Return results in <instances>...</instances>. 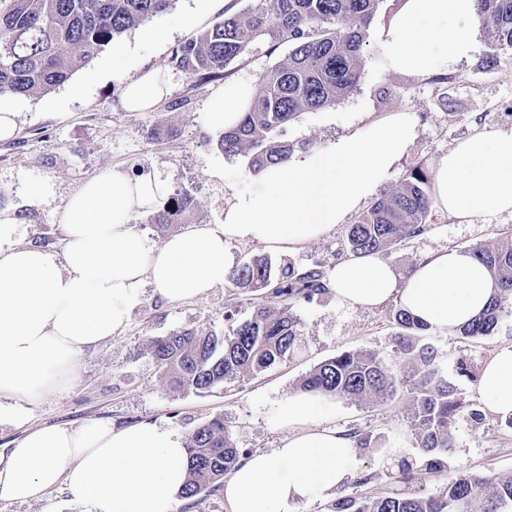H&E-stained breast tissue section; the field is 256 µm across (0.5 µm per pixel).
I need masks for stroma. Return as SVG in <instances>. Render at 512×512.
I'll list each match as a JSON object with an SVG mask.
<instances>
[{
	"mask_svg": "<svg viewBox=\"0 0 512 512\" xmlns=\"http://www.w3.org/2000/svg\"><path fill=\"white\" fill-rule=\"evenodd\" d=\"M256 0H176L175 5L115 38L82 62L70 79L54 90L31 97L4 96L1 101L18 114V133L0 141V210L15 212L20 222L15 237L23 244L60 250V214L69 197L87 179L107 167L130 172L149 170L167 180L171 192L194 201V221L218 224L224 201L250 188L253 173L244 156L219 151L218 131L207 125L214 93L238 79L258 81L288 55V45L258 49L230 64L222 78L203 81L181 68L176 51L185 42L223 20L225 15L252 9ZM475 50L469 59L449 63L444 81L386 72L374 40L363 50L358 82L351 92L326 108L300 112L283 136L297 150L324 147L351 128L390 112L414 113L419 134L398 163L381 193L398 189L416 163L432 167L459 139L495 126H512V49L502 51L498 66L487 67L486 37L476 29ZM122 49L113 58V49ZM164 69L169 96L148 112H128L121 104L123 81L140 69ZM47 183L53 194L45 200L30 197V188ZM351 214L322 239L287 252L296 271H329L348 259L346 231L356 223ZM512 234V215L475 216L463 221L432 213L423 235L405 241L386 255L399 274L430 254L448 248L465 250ZM397 299L374 308L341 304L334 293L292 302L298 323L299 349L265 371L241 374L223 388L199 394L171 384L151 355L157 337L187 331L229 332L224 313L250 309L242 291L224 284L199 300L169 303L145 288L127 326L111 340L79 357L70 382L27 408L18 425L0 426V450L8 451L27 430L48 426H83L107 421L114 427L153 423L189 436L194 427L223 414L242 450L269 451L283 436L275 425L289 399L300 394L302 378L323 360L345 351L370 350L393 369L401 360L394 350L398 331L393 320ZM501 321L493 336L465 340L457 333L428 331L422 342L434 350L435 364L461 397L479 403L473 375L499 346L512 343V296L501 300ZM466 360L471 377L459 375L457 362ZM415 392L403 386L387 399L359 401L341 398L326 426L368 438L356 450L352 478L340 488L348 497H441L449 478L467 474L512 476V428L503 418L488 415L479 425L459 418L451 448L443 458L445 470L431 473L415 468L410 480L397 477L396 464L379 465L391 444H399L409 459L421 451L411 420ZM372 482H365V475ZM0 512H100L95 502L59 487L42 499L20 503L0 501Z\"/></svg>",
	"mask_w": 512,
	"mask_h": 512,
	"instance_id": "obj_1",
	"label": "stroma"
}]
</instances>
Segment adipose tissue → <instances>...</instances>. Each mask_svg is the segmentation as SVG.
Returning <instances> with one entry per match:
<instances>
[{"label": "adipose tissue", "mask_w": 512, "mask_h": 512, "mask_svg": "<svg viewBox=\"0 0 512 512\" xmlns=\"http://www.w3.org/2000/svg\"><path fill=\"white\" fill-rule=\"evenodd\" d=\"M478 22L475 0H406L374 39L387 72L428 76L470 56ZM168 93L161 69H143L125 82L122 105L146 112ZM253 94L250 80L226 84L209 126H236ZM416 136L413 113L369 120L263 170L247 191L225 200L222 223L179 231L159 246L132 224L169 194L168 183L149 172L109 167L84 182L61 212L59 252L20 244L18 217L0 211V425L23 421L25 404L66 382L83 353L121 331L144 287L170 302L197 300L226 283L229 242L290 251L330 234L389 179ZM432 180L441 213L512 214V126L458 140ZM329 284L349 306L397 297L428 327L448 333L478 316L494 290L487 269L461 249L441 251L404 277L379 255L351 259L331 271ZM476 391L486 413L512 416V344L486 360ZM333 409L316 394L289 400L278 448L252 453L225 478L226 512H289L317 496L335 497L353 475L356 452L350 438L322 427ZM186 476L183 437L148 424L32 429L0 452V500L9 502L36 501L63 484L103 512H168Z\"/></svg>", "instance_id": "adipose-tissue-1"}]
</instances>
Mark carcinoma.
<instances>
[{"instance_id":"cac0c4a2","label":"carcinoma","mask_w":512,"mask_h":512,"mask_svg":"<svg viewBox=\"0 0 512 512\" xmlns=\"http://www.w3.org/2000/svg\"><path fill=\"white\" fill-rule=\"evenodd\" d=\"M176 0H0V94L32 96L65 83L76 66L130 28L174 6ZM405 0H258L248 13L230 15L176 53L180 67L203 79L224 75L225 68L266 44H288L287 58L259 80L250 109L239 124L224 131L217 148L226 156L248 158L258 172L289 160L293 143L280 138L304 110L324 108L346 95L359 77L361 53L370 25L380 10L394 16ZM487 37L486 64L497 65L500 51L512 48V0H476ZM430 174L422 164L409 170L403 185L377 200L350 225L347 250L355 255L387 253L406 239L422 235L431 212ZM193 200L175 194L154 213L151 224H188ZM496 285L485 312L457 333L467 339L490 336L501 319L499 298L512 295V241L472 249ZM235 288L257 296L229 335L183 333L151 341L155 363L178 387L210 393L243 373H259L294 351L298 324L289 313L292 301H311L326 293L323 271L298 272L283 260L254 255L228 276ZM395 350L407 369L391 371L371 351L343 352L328 358L300 383L308 392L361 401L393 395L407 382L417 394L412 427L422 466L433 472L443 463L436 456L452 444L457 419L474 423L483 413L454 392L434 367L435 354L418 345L428 326L397 308ZM187 480L181 496L191 499L220 488L244 452L238 448L224 416L198 425L189 438ZM482 490L481 512H512V477L460 476L448 479L442 497L385 495L339 497L332 512H472L474 489Z\"/></svg>"}]
</instances>
